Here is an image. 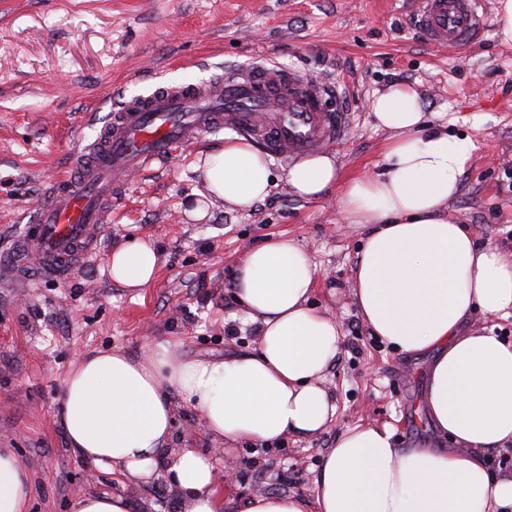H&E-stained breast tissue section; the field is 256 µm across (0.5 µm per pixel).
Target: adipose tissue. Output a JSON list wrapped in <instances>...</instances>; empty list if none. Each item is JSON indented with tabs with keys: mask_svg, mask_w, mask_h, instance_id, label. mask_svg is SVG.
Returning <instances> with one entry per match:
<instances>
[{
	"mask_svg": "<svg viewBox=\"0 0 512 512\" xmlns=\"http://www.w3.org/2000/svg\"><path fill=\"white\" fill-rule=\"evenodd\" d=\"M371 109L387 137L382 173L343 178L334 158L294 163L286 183L299 197L336 193L347 223L367 228L353 268L362 320L399 352L430 356L424 406L444 448H400L392 424L346 428L322 460L313 495L252 497L245 512H512V471L491 478L489 454L512 451V342L471 328L474 312L512 318V247L479 246L443 211L457 196L474 148L470 137L429 125L407 86L378 94ZM209 191L247 207L272 190L263 151L225 138L202 159ZM147 241L113 249V281L137 289L155 278ZM317 269L294 239L248 251L235 274L238 301L259 324L253 355L185 359L169 350L131 360L111 350L79 361L63 387L62 423L82 458L134 477L165 469L179 512H223L218 471L193 448L170 451L186 403L224 448L318 436L336 417L321 384L340 330L309 304ZM34 487L11 449L0 448V512H26Z\"/></svg>",
	"mask_w": 512,
	"mask_h": 512,
	"instance_id": "1",
	"label": "adipose tissue"
}]
</instances>
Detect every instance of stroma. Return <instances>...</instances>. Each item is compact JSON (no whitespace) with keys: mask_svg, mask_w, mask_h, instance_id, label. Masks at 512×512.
Masks as SVG:
<instances>
[{"mask_svg":"<svg viewBox=\"0 0 512 512\" xmlns=\"http://www.w3.org/2000/svg\"><path fill=\"white\" fill-rule=\"evenodd\" d=\"M412 0H0V266L10 263L39 206L114 108L160 85L199 83L225 67L269 61L337 85L350 134L332 153L343 176L380 172L385 138L369 104L393 85L413 87L427 117L470 136L475 148L447 209L481 245L512 244V45L487 24L476 45L436 47L413 26ZM485 116L480 127L471 118ZM228 130L204 133L173 158L123 180L97 229L94 253L67 278L0 288V448L13 449L34 484L28 512H69L98 492L135 493L140 512H176L165 476L150 482L95 470L68 447L58 418L64 382L80 355L108 348L138 360L158 346L185 359L250 355L258 327L243 321L234 274L246 253L278 235L312 258L310 303L336 319L339 352L324 374L337 413L305 441L243 442L224 473V512L251 496L311 493L323 457L358 423H389L398 447H447L422 410L428 357L375 336L353 297L365 238L335 196L288 191V162L270 158L264 200L231 208L205 198L200 152ZM205 199L207 214L189 211ZM141 239L160 255L155 280L131 291L106 258ZM173 449L223 458L192 407H181Z\"/></svg>","mask_w":512,"mask_h":512,"instance_id":"stroma-1","label":"stroma"}]
</instances>
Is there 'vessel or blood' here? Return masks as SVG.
I'll return each instance as SVG.
<instances>
[{"instance_id":"b4317fda","label":"vessel or blood","mask_w":512,"mask_h":512,"mask_svg":"<svg viewBox=\"0 0 512 512\" xmlns=\"http://www.w3.org/2000/svg\"><path fill=\"white\" fill-rule=\"evenodd\" d=\"M415 24L437 47L467 45L486 25L481 0H417ZM230 127L273 155L300 159L342 143L350 127L326 85L273 64L225 69L190 85H163L123 103L79 159L75 177L53 192L25 233L28 263L69 274L91 252L121 177L172 157L198 135Z\"/></svg>"}]
</instances>
